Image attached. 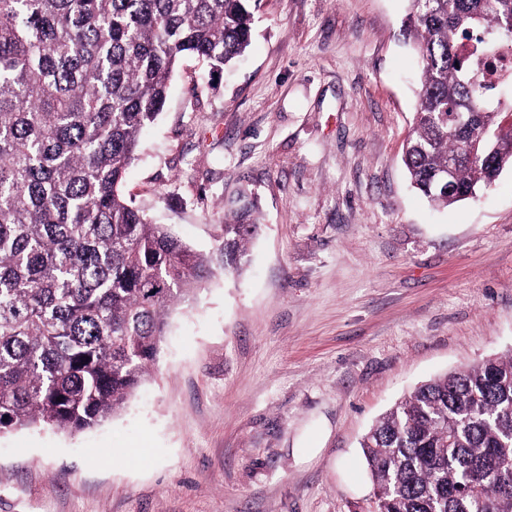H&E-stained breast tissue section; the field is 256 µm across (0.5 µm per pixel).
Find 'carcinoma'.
I'll return each instance as SVG.
<instances>
[{"label":"carcinoma","mask_w":512,"mask_h":512,"mask_svg":"<svg viewBox=\"0 0 512 512\" xmlns=\"http://www.w3.org/2000/svg\"><path fill=\"white\" fill-rule=\"evenodd\" d=\"M252 0H0V432H79L123 409L170 309L211 260L121 191L184 57L220 71L252 38ZM421 63L404 146L414 188L448 207L512 167L502 102L465 41L512 46V0H408ZM487 131L482 140L477 134ZM451 172L452 191L435 184ZM254 206L224 220L241 271ZM379 512H512V354L416 387L364 436Z\"/></svg>","instance_id":"cac0c4a2"}]
</instances>
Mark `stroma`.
<instances>
[{"mask_svg": "<svg viewBox=\"0 0 512 512\" xmlns=\"http://www.w3.org/2000/svg\"><path fill=\"white\" fill-rule=\"evenodd\" d=\"M406 0H259L248 52L174 71L122 185L217 254L124 409L0 433V512H372L360 441L417 385L512 353V167L448 208L411 187ZM254 205L244 206L225 217L224 233L219 247L224 257V270L241 271L248 262L249 246L259 224L253 221Z\"/></svg>", "mask_w": 512, "mask_h": 512, "instance_id": "1", "label": "stroma"}]
</instances>
